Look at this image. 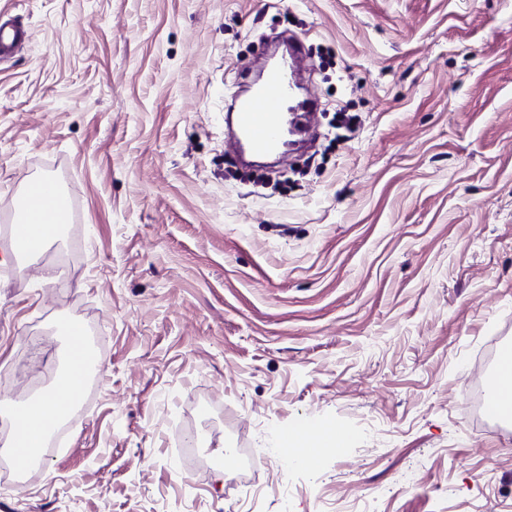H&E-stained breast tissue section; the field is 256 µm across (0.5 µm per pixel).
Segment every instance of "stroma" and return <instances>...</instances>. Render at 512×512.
Listing matches in <instances>:
<instances>
[{
    "mask_svg": "<svg viewBox=\"0 0 512 512\" xmlns=\"http://www.w3.org/2000/svg\"><path fill=\"white\" fill-rule=\"evenodd\" d=\"M0 10L33 31L0 62V220L32 175L75 203L0 262V396L49 391L71 317L104 367L0 512H512V423L468 382L512 347V0ZM282 33L317 149L257 189L224 101ZM303 425L346 442L274 455Z\"/></svg>",
    "mask_w": 512,
    "mask_h": 512,
    "instance_id": "stroma-1",
    "label": "stroma"
}]
</instances>
